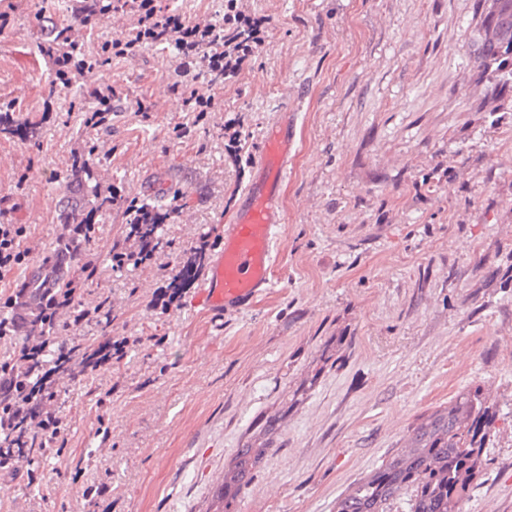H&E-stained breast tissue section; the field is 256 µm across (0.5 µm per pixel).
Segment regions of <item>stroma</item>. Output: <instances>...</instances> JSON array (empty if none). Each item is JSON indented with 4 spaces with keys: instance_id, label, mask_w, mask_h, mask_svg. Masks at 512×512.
<instances>
[{
    "instance_id": "35a3bbf8",
    "label": "stroma",
    "mask_w": 512,
    "mask_h": 512,
    "mask_svg": "<svg viewBox=\"0 0 512 512\" xmlns=\"http://www.w3.org/2000/svg\"><path fill=\"white\" fill-rule=\"evenodd\" d=\"M32 3L0 0V98L38 115L52 71ZM244 4L267 17L266 45L252 69L208 90L207 120L172 90L174 50L151 46L55 104L112 88L121 103L98 179L127 199H157L154 180L184 196L161 227L164 248L141 265L110 260L113 247L139 249L123 208L98 218L72 263L75 301L92 315L62 337L145 342L88 378L57 380L64 450L47 449L39 484L0 480V512H222L224 474L243 448L264 455L234 492L235 512H335L414 427L477 387L494 423L462 510L512 512V85L475 63L477 0ZM285 110L296 140L274 287L225 318L194 306V282L153 305L191 248L219 245ZM236 117L249 132L238 165L224 148ZM78 128L57 120L35 143L0 138V225H24L27 253L0 274V306L61 232ZM100 484L107 494L83 496Z\"/></svg>"
}]
</instances>
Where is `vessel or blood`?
Listing matches in <instances>:
<instances>
[{
  "instance_id": "obj_1",
  "label": "vessel or blood",
  "mask_w": 512,
  "mask_h": 512,
  "mask_svg": "<svg viewBox=\"0 0 512 512\" xmlns=\"http://www.w3.org/2000/svg\"><path fill=\"white\" fill-rule=\"evenodd\" d=\"M294 144L291 112L279 113L258 146L260 176L245 189L224 221V238L213 254L194 297L196 306L223 317L254 305L274 276V230L284 223L282 189Z\"/></svg>"
}]
</instances>
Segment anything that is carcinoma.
<instances>
[{
  "instance_id": "1",
  "label": "carcinoma",
  "mask_w": 512,
  "mask_h": 512,
  "mask_svg": "<svg viewBox=\"0 0 512 512\" xmlns=\"http://www.w3.org/2000/svg\"><path fill=\"white\" fill-rule=\"evenodd\" d=\"M73 7L67 19L48 25L44 6L34 5L32 22L38 30L50 28L53 36L40 41L38 52L51 64L54 77L48 95H60L73 83L86 80L112 62V53L126 57L136 56L149 39L125 44L117 48L112 43L100 45L89 55L76 33L109 20L116 14L139 11V0H72ZM500 10L493 20L498 40L482 37L476 60L478 66L489 72L497 83L512 82V0H499ZM95 102L83 112L82 131L84 147L70 159L67 190L77 198L70 207V195H65L60 208L66 210L64 232L57 238L52 255L46 257L34 277L19 289L17 302L0 310V328H12L16 317L26 319L29 327L40 325L50 329L47 317L48 291L62 296L72 283L70 271L58 264V254L83 253L90 245L95 231V217L112 212L117 196L112 187H105L94 169L105 160L99 138L90 133L98 128L91 113L100 110ZM47 113L28 116L18 112L14 103L0 101V135L36 140ZM171 203L128 201L125 207L126 223L138 230L139 244L159 247L158 226L167 224L177 210L182 191L172 187L168 191ZM96 349L86 350L81 365L66 366L57 359L41 360L42 367L76 380L93 371ZM493 421V412L481 388L460 395L448 407L427 416L412 431L405 449L383 463L367 478L361 480L346 495L337 499L336 512H387L390 504L401 494L410 495L411 512H462V503L468 497L473 483L482 472V455L486 428ZM265 453L263 448H246L236 458L232 472L224 475V485L242 483L251 479L252 471Z\"/></svg>"
}]
</instances>
